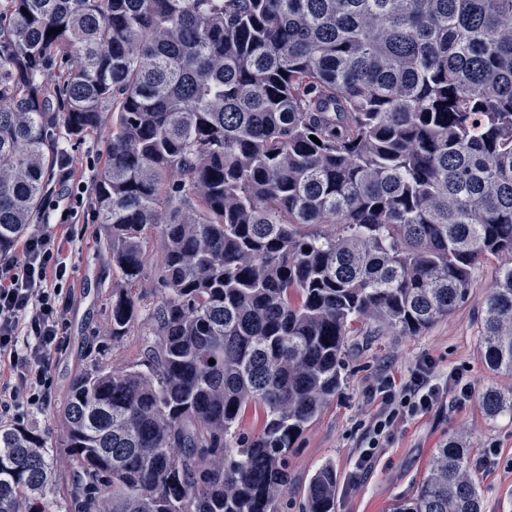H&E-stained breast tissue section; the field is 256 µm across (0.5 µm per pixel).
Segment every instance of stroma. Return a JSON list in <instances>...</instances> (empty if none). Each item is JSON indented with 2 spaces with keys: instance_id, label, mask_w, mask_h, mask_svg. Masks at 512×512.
Masks as SVG:
<instances>
[{
  "instance_id": "1",
  "label": "stroma",
  "mask_w": 512,
  "mask_h": 512,
  "mask_svg": "<svg viewBox=\"0 0 512 512\" xmlns=\"http://www.w3.org/2000/svg\"><path fill=\"white\" fill-rule=\"evenodd\" d=\"M106 137L103 129L78 140L63 131L58 134V148L76 164V181L90 191L104 165ZM73 230L78 239L69 255L63 285L71 289L74 305L64 344L52 361L54 393L48 406L24 419L51 444L57 441L56 408L89 352L106 339L109 300L116 285L97 218L74 225ZM496 267L495 259L482 260L473 272L467 302L417 335L385 332L351 337L341 390L288 452L292 476L288 512H299L304 484L327 462L336 468V512H393L396 504L415 494L435 449L453 438L468 450L469 467L481 487L485 512H512V414L489 417L481 401V392L487 387L512 390V376L489 371L479 352L480 313L495 285ZM427 357L443 375L465 369L474 386L472 397L461 405L446 402L398 426L371 472L360 484H351L350 473L362 443L355 423L377 409L376 402L364 393L367 380L380 374L408 379L416 363ZM492 444L498 447L495 459L480 465L481 456Z\"/></svg>"
}]
</instances>
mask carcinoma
<instances>
[{
    "label": "carcinoma",
    "instance_id": "carcinoma-1",
    "mask_svg": "<svg viewBox=\"0 0 512 512\" xmlns=\"http://www.w3.org/2000/svg\"><path fill=\"white\" fill-rule=\"evenodd\" d=\"M106 123L109 335L138 333L142 358L74 376L58 466L0 424V512L50 493L62 512H282L355 324L422 332L487 257L481 356L512 374V0H0V256L42 209L55 130ZM336 485L320 466L302 512H336ZM394 512H482L463 444Z\"/></svg>",
    "mask_w": 512,
    "mask_h": 512
}]
</instances>
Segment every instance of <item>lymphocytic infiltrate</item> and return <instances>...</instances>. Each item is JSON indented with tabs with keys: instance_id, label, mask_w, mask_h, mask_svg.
<instances>
[{
	"instance_id": "1",
	"label": "lymphocytic infiltrate",
	"mask_w": 512,
	"mask_h": 512,
	"mask_svg": "<svg viewBox=\"0 0 512 512\" xmlns=\"http://www.w3.org/2000/svg\"><path fill=\"white\" fill-rule=\"evenodd\" d=\"M56 189L48 190L44 211L56 212L61 224L86 221L85 189L75 185L69 155L56 158ZM64 193L67 206L56 195ZM73 233L58 235L36 229L24 240L19 255L0 256V421H20L49 399L52 357L66 334L70 296L62 282L68 270ZM378 408L363 434L354 463L356 475L367 473L391 430L442 406L446 400L470 399L473 386L459 370L436 374L431 361L420 363L402 382L379 378L367 389Z\"/></svg>"
}]
</instances>
